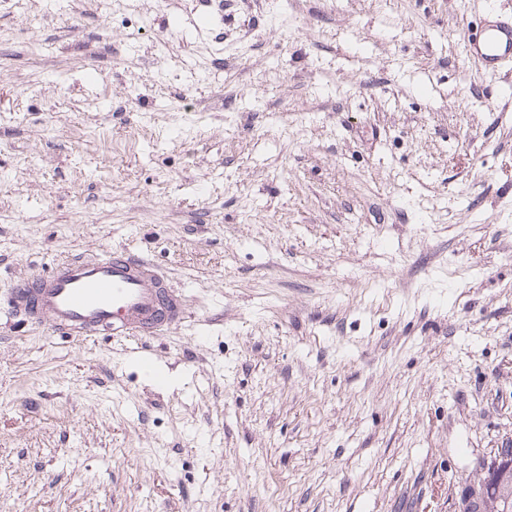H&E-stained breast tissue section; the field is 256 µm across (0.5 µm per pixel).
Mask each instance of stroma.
Segmentation results:
<instances>
[{
	"label": "stroma",
	"mask_w": 512,
	"mask_h": 512,
	"mask_svg": "<svg viewBox=\"0 0 512 512\" xmlns=\"http://www.w3.org/2000/svg\"><path fill=\"white\" fill-rule=\"evenodd\" d=\"M490 1L0 0V512H451L512 440ZM115 247L181 323L6 318ZM469 58L481 69L501 71L512 68V17L485 18L475 31L464 34Z\"/></svg>",
	"instance_id": "1"
}]
</instances>
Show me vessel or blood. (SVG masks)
I'll return each mask as SVG.
<instances>
[{"instance_id":"vessel-or-blood-1","label":"vessel or blood","mask_w":512,"mask_h":512,"mask_svg":"<svg viewBox=\"0 0 512 512\" xmlns=\"http://www.w3.org/2000/svg\"><path fill=\"white\" fill-rule=\"evenodd\" d=\"M469 58L480 68H512V17L487 18L466 32ZM12 316L51 321L61 336H156L181 322V297L146 256L116 248L99 257H73L34 273L10 291Z\"/></svg>"}]
</instances>
